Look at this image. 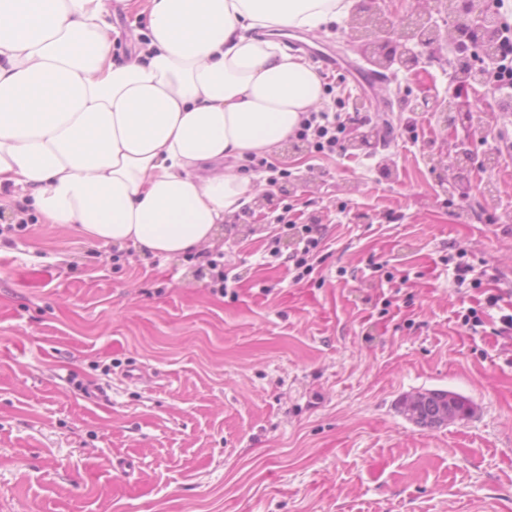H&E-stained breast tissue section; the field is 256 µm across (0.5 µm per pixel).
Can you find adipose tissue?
Instances as JSON below:
<instances>
[{"label": "adipose tissue", "instance_id": "adipose-tissue-1", "mask_svg": "<svg viewBox=\"0 0 512 512\" xmlns=\"http://www.w3.org/2000/svg\"><path fill=\"white\" fill-rule=\"evenodd\" d=\"M354 0H148L114 58L111 0H0V207L94 245L186 257L253 197L224 164L273 154L324 99L284 38Z\"/></svg>", "mask_w": 512, "mask_h": 512}]
</instances>
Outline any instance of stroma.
Returning a JSON list of instances; mask_svg holds the SVG:
<instances>
[{"instance_id": "1", "label": "stroma", "mask_w": 512, "mask_h": 512, "mask_svg": "<svg viewBox=\"0 0 512 512\" xmlns=\"http://www.w3.org/2000/svg\"><path fill=\"white\" fill-rule=\"evenodd\" d=\"M348 32L292 38L336 55L323 110L394 136L285 144L288 177L205 246L226 293L203 259L0 209V512H512V89L450 125L455 47L376 85ZM281 213L325 227L298 284L267 253ZM426 389L471 414L415 426L397 403Z\"/></svg>"}]
</instances>
